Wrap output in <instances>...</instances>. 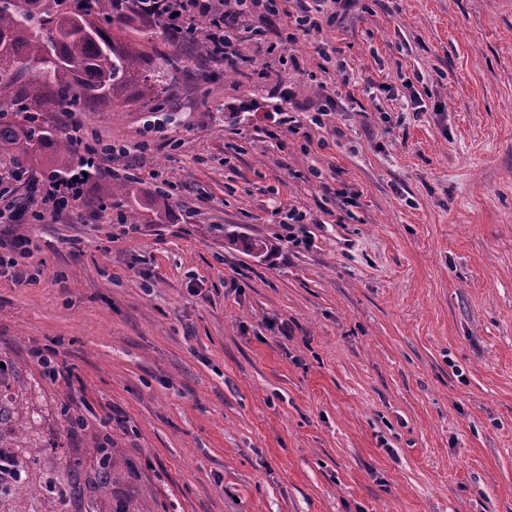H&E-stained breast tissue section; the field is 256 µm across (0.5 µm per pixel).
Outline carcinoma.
I'll return each mask as SVG.
<instances>
[{
	"mask_svg": "<svg viewBox=\"0 0 512 512\" xmlns=\"http://www.w3.org/2000/svg\"><path fill=\"white\" fill-rule=\"evenodd\" d=\"M96 2L94 10L79 11L71 0H0V89L15 87L8 101L15 119L0 121V158L43 156L51 176L68 177L81 168L70 139L46 130L34 113L88 102L123 108L163 100L183 66L181 56L159 47L165 34L157 26L132 27L141 15L139 0L123 12L110 0ZM20 68L34 73V83L15 85ZM103 195L118 206L136 196V188L126 180ZM83 467L92 484L114 493L135 474L130 463L124 472L111 463L108 448L97 449L90 464L69 463L72 470Z\"/></svg>",
	"mask_w": 512,
	"mask_h": 512,
	"instance_id": "1",
	"label": "carcinoma"
}]
</instances>
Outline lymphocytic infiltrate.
<instances>
[{
  "instance_id": "obj_1",
  "label": "lymphocytic infiltrate",
  "mask_w": 512,
  "mask_h": 512,
  "mask_svg": "<svg viewBox=\"0 0 512 512\" xmlns=\"http://www.w3.org/2000/svg\"><path fill=\"white\" fill-rule=\"evenodd\" d=\"M352 0H294L293 7L283 6L282 0H143L144 15L159 24L176 41L203 37L212 61L235 67L243 63L233 34L243 29L256 41H264V21L271 16L282 17L278 33L280 47H288L299 37L321 33L327 4L350 6ZM68 136L74 146L81 148L85 158L93 163L124 158L125 164L111 168L112 177L128 175L135 168L137 156L145 152L147 143L129 149L95 139L87 143L81 124H73ZM23 178L17 167L0 168V224L19 223L24 216L33 222L46 216L72 209L87 194V181L81 174L67 179L45 178L34 180L26 200H19L13 185Z\"/></svg>"
}]
</instances>
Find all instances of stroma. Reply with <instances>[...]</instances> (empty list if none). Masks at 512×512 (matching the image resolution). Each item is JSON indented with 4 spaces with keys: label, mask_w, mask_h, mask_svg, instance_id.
I'll list each match as a JSON object with an SVG mask.
<instances>
[{
    "label": "stroma",
    "mask_w": 512,
    "mask_h": 512,
    "mask_svg": "<svg viewBox=\"0 0 512 512\" xmlns=\"http://www.w3.org/2000/svg\"><path fill=\"white\" fill-rule=\"evenodd\" d=\"M321 43L346 71L318 126ZM175 49L163 106L39 115L148 141L138 195L162 173L171 215L95 218L102 168L76 208L0 224L39 276L0 275L31 446L0 512H112L67 467L107 436L152 512H512V0H358L286 58L243 42L242 70Z\"/></svg>",
    "instance_id": "obj_1"
}]
</instances>
